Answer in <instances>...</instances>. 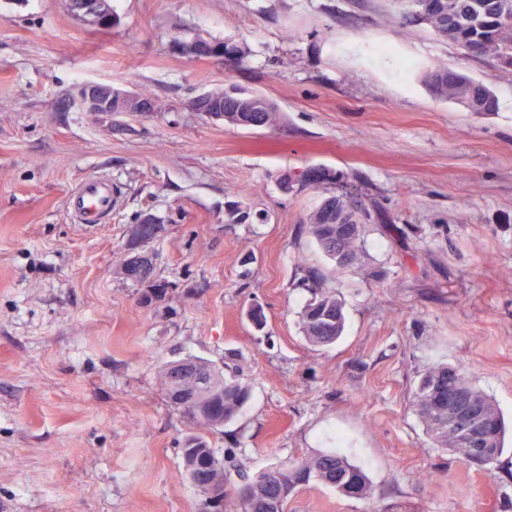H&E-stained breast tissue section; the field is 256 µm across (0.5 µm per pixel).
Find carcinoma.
<instances>
[{
  "label": "carcinoma",
  "instance_id": "cac0c4a2",
  "mask_svg": "<svg viewBox=\"0 0 512 512\" xmlns=\"http://www.w3.org/2000/svg\"><path fill=\"white\" fill-rule=\"evenodd\" d=\"M406 4L402 17L429 25L439 37L470 54L490 56L512 67V0H406ZM213 50L215 57L224 59L227 67L236 65L245 54L242 46L229 41L213 44ZM424 81L439 98L472 101L473 112H491L495 108L494 97L483 85L445 66L432 67ZM210 110L217 119L234 126L252 117L262 118L270 126L276 121L277 112L272 102L234 86L212 91ZM366 217V209L351 192L323 200L310 217L313 236L324 253L335 261L340 273L356 265L364 231L360 220ZM145 267L154 270L152 258L145 253L135 255L123 261L119 274L125 280L142 282L140 269ZM301 284L313 291L302 316L305 336L318 345L334 342L344 329L342 303L336 295L320 289L316 277L307 275ZM181 366L190 372L179 374ZM160 379L170 408L193 429L183 439L181 448L187 472L195 482L202 472L206 480L224 489V496L215 501L202 499L201 512H285L288 496L312 480L347 497V484L342 482L347 477L356 486L355 498L371 496L367 475L336 453L294 459L272 468L280 476L275 486L265 485L263 472L253 479L243 475L239 485L228 486L224 465H234L235 453L229 449L219 456L197 430H214L232 419L249 400L250 386L240 378L238 369H231L227 377L211 363L194 358L166 363L160 369ZM451 390L465 391L481 404L487 433L498 453H503L504 425L497 408L459 369L452 370L447 365L425 372L414 392L417 412L436 445L467 458V449L461 446L457 430L448 429Z\"/></svg>",
  "mask_w": 512,
  "mask_h": 512
}]
</instances>
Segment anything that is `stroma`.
<instances>
[{"label":"stroma","instance_id":"1","mask_svg":"<svg viewBox=\"0 0 512 512\" xmlns=\"http://www.w3.org/2000/svg\"><path fill=\"white\" fill-rule=\"evenodd\" d=\"M112 3L101 29L69 0H0V512H199L158 370L232 353L251 397L207 435L236 453L230 482L336 450L370 498L313 481L286 512H512V68L402 19L395 0ZM199 37L246 54L227 67L181 51ZM435 64L488 88L495 110L435 99ZM87 82L156 108L81 111ZM229 85L274 103L278 123L191 110ZM311 167L357 185L369 214L342 275L309 224L336 186H279ZM95 176L112 180V216L76 223L67 198ZM147 215L160 232L133 240ZM142 251L152 281L123 279ZM309 269L343 304L328 345L302 329ZM439 364L502 413L497 461L428 435L413 392Z\"/></svg>","mask_w":512,"mask_h":512}]
</instances>
